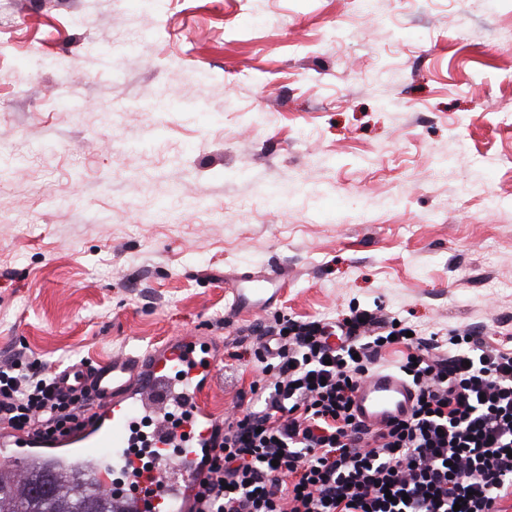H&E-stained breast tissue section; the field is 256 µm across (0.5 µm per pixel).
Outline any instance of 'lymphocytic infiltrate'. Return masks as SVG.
<instances>
[{
	"instance_id": "f902f5d3",
	"label": "lymphocytic infiltrate",
	"mask_w": 512,
	"mask_h": 512,
	"mask_svg": "<svg viewBox=\"0 0 512 512\" xmlns=\"http://www.w3.org/2000/svg\"><path fill=\"white\" fill-rule=\"evenodd\" d=\"M261 377L241 412L224 416L195 512H503L512 496V350L476 332L409 334L380 308L334 322L284 316L260 329ZM415 388L409 417L379 430L351 402L383 350ZM85 395L57 391L52 372L18 355L0 362V423L43 436L82 425ZM190 415L163 414L164 435L132 430L121 472L130 486L163 487Z\"/></svg>"
}]
</instances>
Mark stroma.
<instances>
[{"label":"stroma","instance_id":"obj_1","mask_svg":"<svg viewBox=\"0 0 512 512\" xmlns=\"http://www.w3.org/2000/svg\"><path fill=\"white\" fill-rule=\"evenodd\" d=\"M509 101L512 0H0V360L216 336L221 417L278 315L512 349ZM241 284L247 283L257 288H246V285H240L238 288H231L234 296L233 314L238 308H251L260 310L271 304L274 298L279 294L281 288L286 282V275L281 270H270L266 272H256L240 279Z\"/></svg>","mask_w":512,"mask_h":512}]
</instances>
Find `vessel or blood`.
Instances as JSON below:
<instances>
[{"label": "vessel or blood", "instance_id": "obj_1", "mask_svg": "<svg viewBox=\"0 0 512 512\" xmlns=\"http://www.w3.org/2000/svg\"><path fill=\"white\" fill-rule=\"evenodd\" d=\"M285 281V273L279 270L246 276L244 286L232 291L234 308L267 307ZM222 351L221 340L178 336L142 356L127 354L94 365L79 362L59 369L56 382L63 393L84 391L92 397L83 426L45 437L4 425L0 427V445L38 448L54 458L72 457L95 468L104 461L99 454L103 448L111 449L113 460H124L133 416L142 403L167 400L174 371L182 374L180 384L192 420L204 425V437H211L216 421L208 406V391L212 366ZM415 398L413 387L398 374L381 371L360 384L353 397V412L365 425L377 429L407 417ZM206 474L202 466L182 472L183 492L174 501L175 512H189L196 487Z\"/></svg>", "mask_w": 512, "mask_h": 512}]
</instances>
